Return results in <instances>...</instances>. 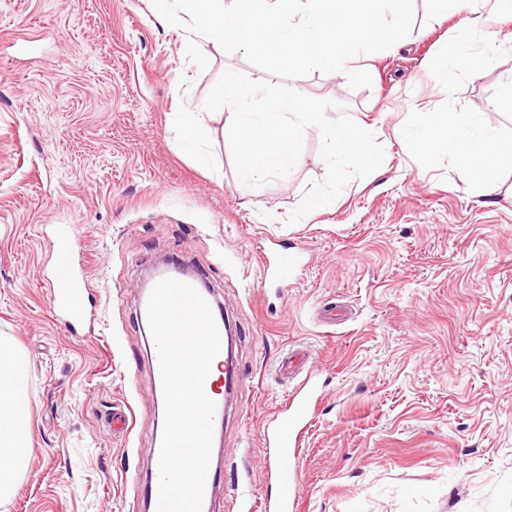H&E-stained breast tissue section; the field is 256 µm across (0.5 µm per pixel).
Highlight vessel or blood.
Here are the masks:
<instances>
[{
  "label": "vessel or blood",
  "instance_id": "obj_1",
  "mask_svg": "<svg viewBox=\"0 0 512 512\" xmlns=\"http://www.w3.org/2000/svg\"><path fill=\"white\" fill-rule=\"evenodd\" d=\"M50 232L64 259L61 267L55 268L47 281L49 303L57 319L71 327L86 315L91 285L84 261L75 257L70 225H51ZM307 256V248L300 244L261 252L262 283L275 282L283 288L293 287L298 280V270L308 263ZM241 378L238 364L228 359L224 362L223 383H206L205 392L216 405L215 423L224 420V387L236 384ZM320 389L316 372H304L285 406L262 427V446L266 457L262 512H295L301 497L297 465L300 436L312 408L321 398Z\"/></svg>",
  "mask_w": 512,
  "mask_h": 512
}]
</instances>
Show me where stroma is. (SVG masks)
<instances>
[{"instance_id":"35a3bbf8","label":"stroma","mask_w":512,"mask_h":512,"mask_svg":"<svg viewBox=\"0 0 512 512\" xmlns=\"http://www.w3.org/2000/svg\"><path fill=\"white\" fill-rule=\"evenodd\" d=\"M467 14L416 0L411 33L366 58L371 87L289 80L384 148L379 169L292 224L326 175L317 128L293 177L259 187L242 185L219 121L213 167L176 146L175 113L203 106L224 71L266 79L242 53L205 45L199 69L151 0H0V338L26 362L30 399L28 462L0 512H145L161 408L137 316L164 258L211 286L243 372L209 512H242L238 485L261 499V429L292 388L280 361L301 348L326 394L299 450L297 512H512V198L481 196L452 155L428 160L395 134L447 110L512 132V42L453 87L426 72ZM48 224L82 241L93 331L50 312ZM278 240L312 255L284 293L259 285L257 251ZM333 307L345 321L323 323ZM125 405L126 439L105 421Z\"/></svg>"}]
</instances>
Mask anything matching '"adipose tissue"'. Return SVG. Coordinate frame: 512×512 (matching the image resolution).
Listing matches in <instances>:
<instances>
[{
    "label": "adipose tissue",
    "mask_w": 512,
    "mask_h": 512,
    "mask_svg": "<svg viewBox=\"0 0 512 512\" xmlns=\"http://www.w3.org/2000/svg\"><path fill=\"white\" fill-rule=\"evenodd\" d=\"M488 23V16L470 9L458 33L438 50L441 63L434 76L439 82L452 85L464 67L478 74L494 66L499 41L489 36ZM208 119L205 112L178 115V145L194 152L203 167L212 163L201 149L212 134ZM398 133L428 159L453 155L459 170L487 197L499 193L502 171L512 169V135L502 134L480 112H427L421 121L399 128ZM28 410L25 362L13 343L0 339V497L12 492L16 474L27 465Z\"/></svg>",
    "instance_id": "obj_1"
}]
</instances>
